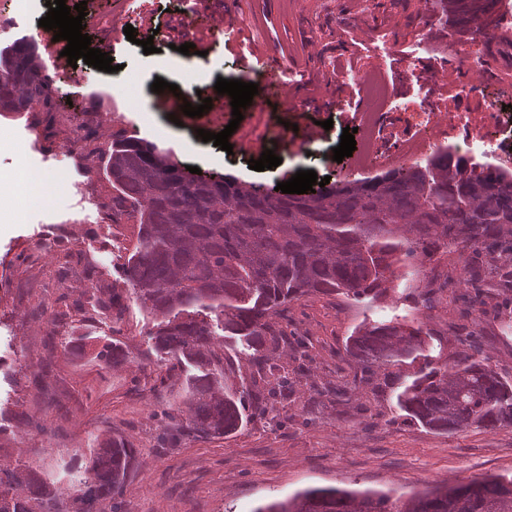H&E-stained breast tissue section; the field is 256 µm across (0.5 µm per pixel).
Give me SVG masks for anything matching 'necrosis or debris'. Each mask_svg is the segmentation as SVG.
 Returning a JSON list of instances; mask_svg holds the SVG:
<instances>
[{"label":"necrosis or debris","mask_w":512,"mask_h":512,"mask_svg":"<svg viewBox=\"0 0 512 512\" xmlns=\"http://www.w3.org/2000/svg\"><path fill=\"white\" fill-rule=\"evenodd\" d=\"M361 95L367 103L364 111L354 113L359 142L352 155L356 168L364 169L381 163L397 167L417 166L426 155L434 127H447L455 134L453 152L460 157L483 154L503 164H512L511 112H441L432 95L420 98L422 120L417 133L398 143L395 151L382 152L379 131L385 117V108L394 100L393 89L385 74L378 69L357 75Z\"/></svg>","instance_id":"1"}]
</instances>
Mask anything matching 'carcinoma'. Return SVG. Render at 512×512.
Returning a JSON list of instances; mask_svg holds the SVG:
<instances>
[{"label": "carcinoma", "instance_id": "carcinoma-1", "mask_svg": "<svg viewBox=\"0 0 512 512\" xmlns=\"http://www.w3.org/2000/svg\"><path fill=\"white\" fill-rule=\"evenodd\" d=\"M462 33L486 11V0H439ZM36 46L23 40L0 51V112H26L45 92ZM112 208L138 216L137 243L124 268L140 308L152 319L156 351L197 373L181 385L187 427L230 435L247 423L244 399L276 400L287 366L279 320L305 296L337 293L372 302L402 267L458 253V277L472 307L485 304L477 261L496 256L501 281L512 284V172L443 151L424 166L323 187L307 194L265 193L231 178L197 179L140 138L112 137L102 157ZM239 341L252 371L239 388L222 387L219 339ZM423 329L398 320L363 322L346 338L360 365L353 379L373 382L376 369L415 360ZM405 416L438 434L470 427H512V378L470 356L448 370L430 362L404 384ZM135 449L109 437L90 449L84 468L66 470L68 502L60 508L41 465L0 466V512H96L120 494ZM254 512H512V478L495 477L391 498L337 488L305 490Z\"/></svg>", "mask_w": 512, "mask_h": 512}]
</instances>
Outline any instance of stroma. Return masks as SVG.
Returning <instances> with one entry per match:
<instances>
[{
    "label": "stroma",
    "mask_w": 512,
    "mask_h": 512,
    "mask_svg": "<svg viewBox=\"0 0 512 512\" xmlns=\"http://www.w3.org/2000/svg\"><path fill=\"white\" fill-rule=\"evenodd\" d=\"M220 7L222 0H144L128 13L135 41L114 36L110 0H96L97 21L83 20L92 48L112 56L119 72L107 73L85 63L69 65L63 42L53 31L39 28L37 17L11 24L13 0H0V48L34 37L43 79L57 91L28 112L0 114V464L36 460L54 481L59 501L67 486L58 480L61 465L83 461L91 448L110 436L130 442L137 461L123 493L99 505L97 512H255L311 487L370 489L396 493L424 491L455 482L512 475V427L496 431L470 429L436 434L403 416L396 404L397 381L360 386L354 399L337 395L336 384L353 373L344 343L365 321L405 319L428 329L431 355L457 361L476 353L497 371L512 377V330L500 321V296L488 298L482 312L465 300L457 281V254L446 263H425L415 274H401L386 297L367 306L340 295H311L288 308V336H308L316 369L297 384L296 399L269 419L264 402L248 399V421L238 432L221 437L191 438L183 434V413L165 416L149 392L154 380L181 384L183 366L171 373L167 356L157 353L147 335V315L137 306L124 278V266L136 242L135 214L113 211L112 187L100 158L112 137L126 132L171 153L173 159L214 176L275 189L297 171L312 170L332 182L360 181L380 175L374 167L351 171L333 161V147L350 124L344 102L359 99L352 76L382 68L395 88L390 123L380 130L384 144L411 133L420 122L419 92L427 90L441 110L482 112L489 105H512V19L502 0L482 16L497 38L479 47L497 81L485 82L471 70L457 71L452 83H432L430 64H452L449 42L469 41L446 15L425 17L423 0H235L240 29L219 42L202 39V2ZM195 26H188V19ZM167 40L159 52L144 53L141 42L155 28ZM429 48L419 54L418 75L402 80L407 53L418 33ZM193 43L184 55L179 45ZM400 46L397 54L380 52L383 44ZM291 66L280 87L265 94L262 124L278 129L295 125L287 144L279 146L278 167L254 171L262 147L226 153L202 141L199 130L219 133L232 118L231 106L203 116H182L173 123L167 100L171 90L155 93L151 85L163 78L191 94L194 104L216 97L217 78H256L279 60ZM346 77L337 87L339 103L323 104L327 71ZM140 76L142 91L119 93L120 79ZM484 85L482 96L462 101L452 84ZM306 88L308 104L287 109L294 87ZM332 120L310 158L298 148L306 130ZM80 129L89 143L84 154L68 148V127ZM27 169L53 186L46 205L15 210L14 176ZM443 288L441 304L426 308L412 296L425 281ZM117 289L122 308L104 321L89 310H69L56 302L62 292L78 299L88 282ZM477 331L473 344L462 336ZM119 347L121 367L106 365L101 353Z\"/></svg>",
    "instance_id": "35a3bbf8"
}]
</instances>
